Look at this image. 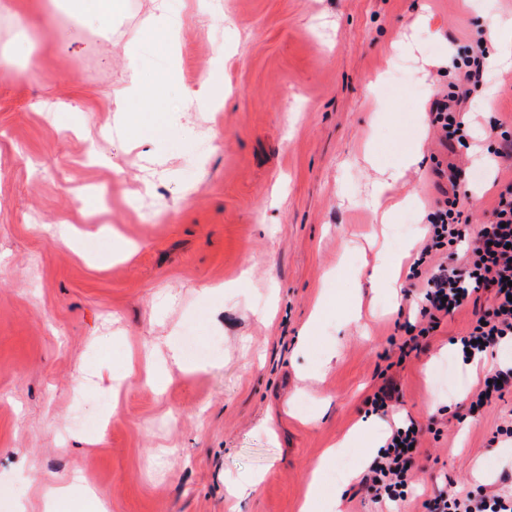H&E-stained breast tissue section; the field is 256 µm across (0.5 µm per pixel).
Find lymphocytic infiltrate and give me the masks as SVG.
I'll return each instance as SVG.
<instances>
[{
    "mask_svg": "<svg viewBox=\"0 0 512 512\" xmlns=\"http://www.w3.org/2000/svg\"><path fill=\"white\" fill-rule=\"evenodd\" d=\"M462 95L451 93L435 100L430 123L444 144H464L466 122ZM466 245L471 259L466 266L436 263L416 303L422 322L420 335L437 330L441 316L463 307L473 293L485 290L493 304L476 313L460 344L471 356H479L512 343V182L502 185L491 218L483 224L464 220L459 195L446 197L443 206L429 215L428 238L416 266H423L436 252ZM422 433L414 423L392 429L384 445L364 471L362 485L376 502L400 505L413 495ZM423 512H512V494L462 489L439 492L422 503Z\"/></svg>",
    "mask_w": 512,
    "mask_h": 512,
    "instance_id": "f902f5d3",
    "label": "lymphocytic infiltrate"
}]
</instances>
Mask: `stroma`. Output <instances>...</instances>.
<instances>
[{
	"instance_id": "obj_1",
	"label": "stroma",
	"mask_w": 512,
	"mask_h": 512,
	"mask_svg": "<svg viewBox=\"0 0 512 512\" xmlns=\"http://www.w3.org/2000/svg\"><path fill=\"white\" fill-rule=\"evenodd\" d=\"M169 5L182 23L172 80L146 28L152 0H122L108 28L67 0L0 9V512L20 501L46 512L44 487L77 479L109 512H299L326 448L357 425L384 441L400 419L425 431L419 496L512 480V440L496 435L512 394L470 411L483 367L454 346L492 294L411 347L409 302L355 276L375 246L395 254L424 238L438 164L466 168L462 209L489 221L495 182L512 180L494 155L512 129V70L490 104L469 86L466 146L441 145L429 112L457 82L449 55L512 19V0L490 13L473 0ZM45 11L56 31L33 24ZM402 40L412 52L397 54ZM134 69L161 79L172 122L191 132L158 163L113 130L112 98ZM214 70L221 108L178 111ZM415 146L398 192L418 202L381 228L371 184ZM188 333L221 345L184 353L189 372L154 393L150 355ZM387 377L400 399L372 413ZM105 406L103 425L84 428ZM250 474L265 480L235 501L233 482Z\"/></svg>"
}]
</instances>
